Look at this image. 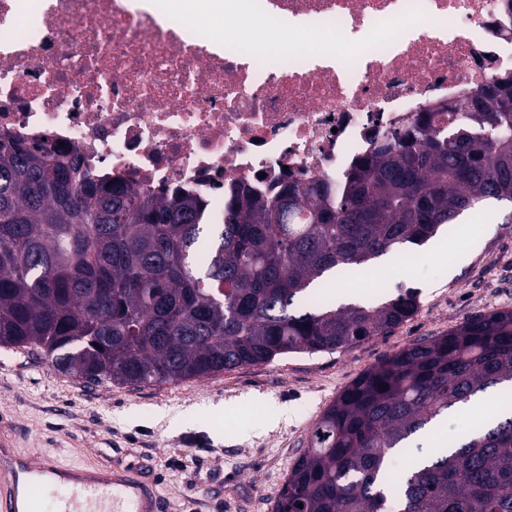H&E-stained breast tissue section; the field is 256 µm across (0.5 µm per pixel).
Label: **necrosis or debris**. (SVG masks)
I'll return each mask as SVG.
<instances>
[{
	"label": "necrosis or debris",
	"mask_w": 512,
	"mask_h": 512,
	"mask_svg": "<svg viewBox=\"0 0 512 512\" xmlns=\"http://www.w3.org/2000/svg\"><path fill=\"white\" fill-rule=\"evenodd\" d=\"M0 0V138L202 200L335 184L389 130L512 75V0ZM287 32L279 40L277 32Z\"/></svg>",
	"instance_id": "obj_1"
}]
</instances>
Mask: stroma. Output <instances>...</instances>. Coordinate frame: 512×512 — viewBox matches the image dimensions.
Segmentation results:
<instances>
[{"label":"stroma","instance_id":"stroma-1","mask_svg":"<svg viewBox=\"0 0 512 512\" xmlns=\"http://www.w3.org/2000/svg\"><path fill=\"white\" fill-rule=\"evenodd\" d=\"M488 209L493 220L468 213L443 225L384 287L340 275L353 301L369 306L419 290L417 313L388 335L151 386L88 384L36 348L0 347V416L19 451L138 466L158 481L161 512H272L315 422L363 372L474 315L512 310V204Z\"/></svg>","mask_w":512,"mask_h":512}]
</instances>
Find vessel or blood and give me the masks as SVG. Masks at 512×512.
Instances as JSON below:
<instances>
[{
	"label": "vessel or blood",
	"mask_w": 512,
	"mask_h": 512,
	"mask_svg": "<svg viewBox=\"0 0 512 512\" xmlns=\"http://www.w3.org/2000/svg\"><path fill=\"white\" fill-rule=\"evenodd\" d=\"M160 500L133 468L20 453L12 425L0 422V512H159Z\"/></svg>",
	"instance_id": "obj_1"
}]
</instances>
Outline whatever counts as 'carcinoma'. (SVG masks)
<instances>
[{"label": "carcinoma", "mask_w": 512, "mask_h": 512, "mask_svg": "<svg viewBox=\"0 0 512 512\" xmlns=\"http://www.w3.org/2000/svg\"><path fill=\"white\" fill-rule=\"evenodd\" d=\"M448 130L392 133L331 192L198 198L97 180L60 150L0 141V346L36 347L87 382L163 385L385 336L419 292L333 305L329 273L421 246L489 201L512 203V76L450 107ZM41 155H36L37 151ZM307 310L294 312L297 301ZM512 384V310L469 318L365 371L321 415L273 512H512V415L386 481L448 410Z\"/></svg>", "instance_id": "obj_1"}]
</instances>
